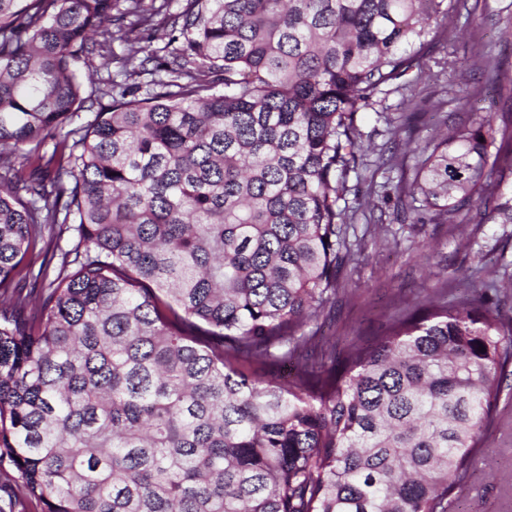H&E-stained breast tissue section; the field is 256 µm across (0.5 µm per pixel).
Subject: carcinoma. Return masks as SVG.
<instances>
[{"label": "carcinoma", "mask_w": 512, "mask_h": 512, "mask_svg": "<svg viewBox=\"0 0 512 512\" xmlns=\"http://www.w3.org/2000/svg\"><path fill=\"white\" fill-rule=\"evenodd\" d=\"M167 2L0 0V477L23 512H451L512 319L443 288L341 358L305 327L375 193L358 116L396 133L456 0H182L160 55ZM500 112L429 143L413 220L512 224Z\"/></svg>", "instance_id": "carcinoma-1"}]
</instances>
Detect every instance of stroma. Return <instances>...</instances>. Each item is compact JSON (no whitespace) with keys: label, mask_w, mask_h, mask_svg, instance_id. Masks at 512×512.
<instances>
[{"label":"stroma","mask_w":512,"mask_h":512,"mask_svg":"<svg viewBox=\"0 0 512 512\" xmlns=\"http://www.w3.org/2000/svg\"><path fill=\"white\" fill-rule=\"evenodd\" d=\"M484 52L502 60L498 76L484 70ZM430 54L465 65L442 76L430 68L417 78L415 88L428 102L416 132L395 135V163L377 171V184L410 180L421 150L444 124L488 120L500 126L501 115L490 102L495 84L512 82V0H463L448 24L447 41L435 44ZM438 99L444 106L436 111L431 103ZM349 236L363 240L364 247L342 269L335 309L318 321L319 338L335 345L337 354L379 333L399 308L442 283L449 295L470 297L496 283L502 290L500 311L512 317V224L482 223L472 211L461 212L452 224H415L379 200L367 219L350 226ZM454 499L458 512H512V366L494 419L482 434L480 456Z\"/></svg>","instance_id":"35a3bbf8"}]
</instances>
